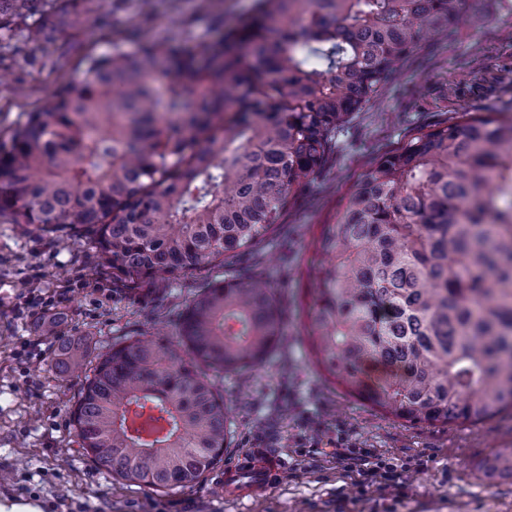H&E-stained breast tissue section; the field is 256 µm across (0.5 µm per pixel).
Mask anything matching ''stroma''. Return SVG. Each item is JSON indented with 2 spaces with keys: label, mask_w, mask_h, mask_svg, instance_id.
I'll list each match as a JSON object with an SVG mask.
<instances>
[{
  "label": "stroma",
  "mask_w": 512,
  "mask_h": 512,
  "mask_svg": "<svg viewBox=\"0 0 512 512\" xmlns=\"http://www.w3.org/2000/svg\"><path fill=\"white\" fill-rule=\"evenodd\" d=\"M256 0H46L44 21L54 40L33 45L31 19L0 38V144L27 113L49 105L78 76L90 55L114 46L135 51L158 37L172 43L210 42L241 26ZM451 33L419 47L385 93L337 133L325 167L288 199L282 218L287 242L270 241L252 258L269 286L294 304L299 274L314 257L321 225L337 223L374 157L397 147L407 132L462 112L489 110L512 118V0H453ZM86 240L53 238L33 224L0 217V502H32L42 512H512V481L479 478L474 465L498 448H512V415L482 424L407 427L334 389L308 359L299 319L288 321L286 343L248 370L217 379L234 412L228 425L232 462L243 449H280L291 467L278 486L255 499L226 501L214 485L221 471L191 488L155 492L113 479L85 456L70 421L82 374L56 371L51 354L81 340L91 354L151 323L174 334L176 316L206 279L172 287L126 288L95 273ZM111 285V296L99 289ZM65 290L59 335L41 337L46 361L14 355L20 337L35 331L18 313L25 297ZM345 429L355 447L369 449L405 482L396 490L366 482L364 465L346 466L329 441Z\"/></svg>",
  "instance_id": "obj_1"
}]
</instances>
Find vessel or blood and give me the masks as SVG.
Instances as JSON below:
<instances>
[{
    "label": "vessel or blood",
    "mask_w": 512,
    "mask_h": 512,
    "mask_svg": "<svg viewBox=\"0 0 512 512\" xmlns=\"http://www.w3.org/2000/svg\"><path fill=\"white\" fill-rule=\"evenodd\" d=\"M287 463L278 449L254 447L224 468L226 497L242 500L270 487Z\"/></svg>",
    "instance_id": "1"
}]
</instances>
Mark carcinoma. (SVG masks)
<instances>
[{"label": "carcinoma", "instance_id": "1", "mask_svg": "<svg viewBox=\"0 0 512 512\" xmlns=\"http://www.w3.org/2000/svg\"><path fill=\"white\" fill-rule=\"evenodd\" d=\"M42 3L0 0V30ZM452 19L451 0H258L211 42L88 58L0 145L10 223L79 234L124 286L212 273L174 341L128 337L85 375L71 417L94 464L165 491L223 461L231 410L214 379L267 360L288 326L265 281L224 268L286 238L288 197L322 170L336 131ZM312 245L296 315L325 380L403 425L512 411V118L464 112L411 131ZM88 357L69 341L54 365ZM477 469L511 480L512 448Z\"/></svg>", "mask_w": 512, "mask_h": 512}]
</instances>
